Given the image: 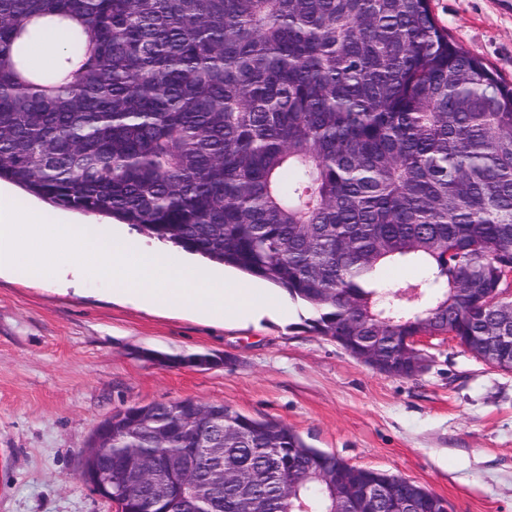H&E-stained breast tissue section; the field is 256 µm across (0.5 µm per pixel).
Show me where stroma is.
I'll return each instance as SVG.
<instances>
[{"mask_svg":"<svg viewBox=\"0 0 512 512\" xmlns=\"http://www.w3.org/2000/svg\"><path fill=\"white\" fill-rule=\"evenodd\" d=\"M450 38L512 81V0H431ZM82 293L48 274L0 277V512H116L82 474L96 426L133 405L193 399L274 419L312 448L406 478L449 512H512V372L431 338L412 378L382 375L307 324L206 319ZM159 352L180 366L150 360ZM206 354L215 365H187Z\"/></svg>","mask_w":512,"mask_h":512,"instance_id":"stroma-1","label":"stroma"}]
</instances>
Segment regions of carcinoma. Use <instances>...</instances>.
Instances as JSON below:
<instances>
[{
  "label": "carcinoma",
  "instance_id": "1",
  "mask_svg": "<svg viewBox=\"0 0 512 512\" xmlns=\"http://www.w3.org/2000/svg\"><path fill=\"white\" fill-rule=\"evenodd\" d=\"M67 42L51 72L27 49ZM0 180L104 215L288 293L321 336L395 355L420 330L512 368V83L448 37L430 0H0ZM397 264L424 275L391 291ZM109 452L96 456L93 447ZM147 455L154 512H309L348 505L323 481L375 470L287 425L192 399L101 421L83 469L121 512ZM243 470L212 494L182 474ZM47 38H48V42H43L41 43V46L40 47H34L35 45H37L41 39H38V40H35L33 41L30 45H29V49L27 50V60L29 59L28 61V64L29 66L36 70V71H49L51 69H53L55 67V56L53 58V60L48 64V65H45V66H42V67H35L31 64V61H30V56H29V51L31 48L34 47L33 49V58H34V61L37 62V63H45V62H48L49 61V57L45 54L44 50H52L54 51V49L59 46L55 43H58L59 40H60V33L59 31H57L56 29H48L47 30ZM55 42V43H53Z\"/></svg>",
  "mask_w": 512,
  "mask_h": 512
}]
</instances>
